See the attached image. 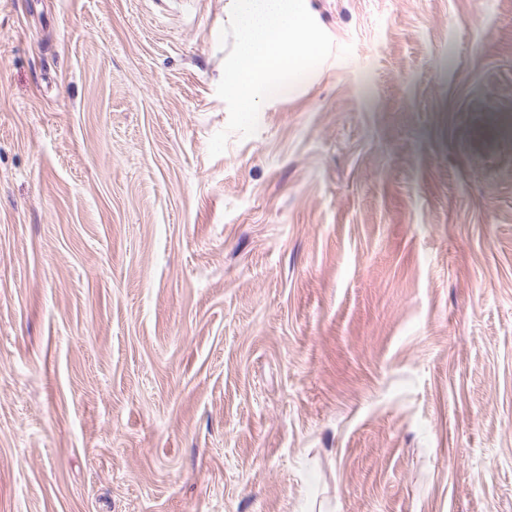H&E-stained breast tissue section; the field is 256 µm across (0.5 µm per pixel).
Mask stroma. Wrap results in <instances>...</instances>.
<instances>
[{
  "label": "stroma",
  "mask_w": 512,
  "mask_h": 512,
  "mask_svg": "<svg viewBox=\"0 0 512 512\" xmlns=\"http://www.w3.org/2000/svg\"><path fill=\"white\" fill-rule=\"evenodd\" d=\"M0 0V512H512V0Z\"/></svg>",
  "instance_id": "stroma-1"
}]
</instances>
